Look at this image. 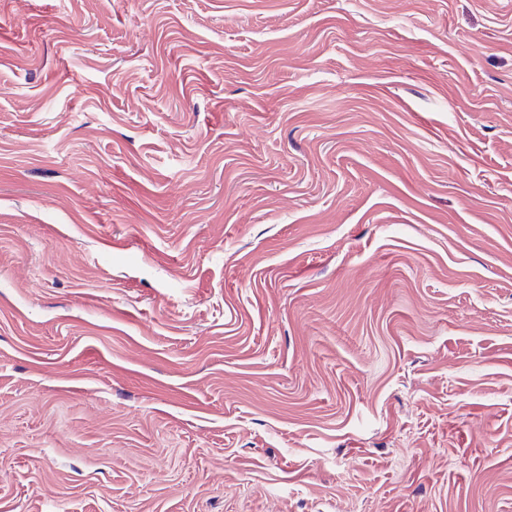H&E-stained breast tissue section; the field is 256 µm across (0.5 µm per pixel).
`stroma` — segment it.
Instances as JSON below:
<instances>
[{
  "instance_id": "35a3bbf8",
  "label": "stroma",
  "mask_w": 512,
  "mask_h": 512,
  "mask_svg": "<svg viewBox=\"0 0 512 512\" xmlns=\"http://www.w3.org/2000/svg\"><path fill=\"white\" fill-rule=\"evenodd\" d=\"M0 512H512V0H0Z\"/></svg>"
}]
</instances>
